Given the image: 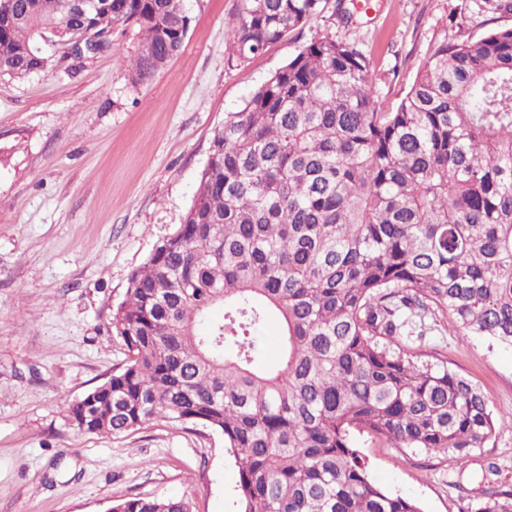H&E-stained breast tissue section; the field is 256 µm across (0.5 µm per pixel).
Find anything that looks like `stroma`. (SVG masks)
Here are the masks:
<instances>
[{
    "mask_svg": "<svg viewBox=\"0 0 512 512\" xmlns=\"http://www.w3.org/2000/svg\"><path fill=\"white\" fill-rule=\"evenodd\" d=\"M338 0L249 62L231 51L241 0H183L180 53L145 83L128 64L137 28L71 71L0 79V512H108L135 496L182 497L191 512H238V470L222 434L156 422L123 435L65 423L66 403L126 359L112 312L129 278L182 224L228 113L302 47L324 36L371 60L384 109L396 107L428 47L512 27L498 0ZM426 345L512 413V348L481 336L430 334ZM371 479L423 512H479L487 486L512 490V427L467 467L404 457L359 439ZM497 469L483 479L487 465Z\"/></svg>",
    "mask_w": 512,
    "mask_h": 512,
    "instance_id": "35a3bbf8",
    "label": "stroma"
}]
</instances>
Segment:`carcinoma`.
<instances>
[{
	"label": "carcinoma",
	"instance_id": "1",
	"mask_svg": "<svg viewBox=\"0 0 512 512\" xmlns=\"http://www.w3.org/2000/svg\"><path fill=\"white\" fill-rule=\"evenodd\" d=\"M327 0H242L245 63ZM0 77L47 70L33 37L136 27L130 67L150 80L181 50V0H112L87 24L66 0H7ZM371 62L325 36L304 46L215 131L183 224L129 278L113 311L124 363L65 407L81 432L156 422L224 436L238 512H422L375 484L367 435L403 456L467 466L512 416L448 361L404 341L412 318L512 347V27L443 35L397 106ZM220 306L223 318L213 320ZM277 327L278 360L251 333ZM482 512H512L491 487ZM112 512H191L133 497Z\"/></svg>",
	"mask_w": 512,
	"mask_h": 512
}]
</instances>
